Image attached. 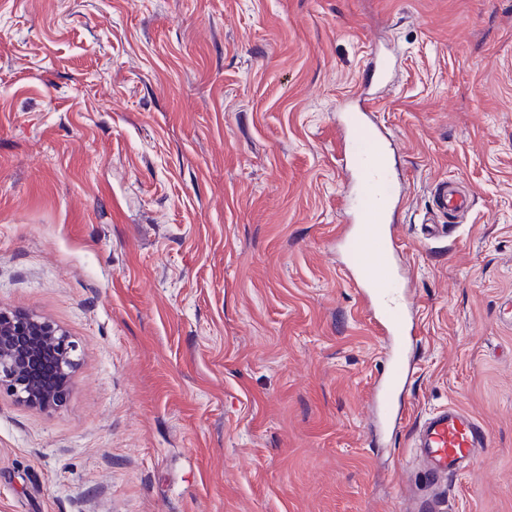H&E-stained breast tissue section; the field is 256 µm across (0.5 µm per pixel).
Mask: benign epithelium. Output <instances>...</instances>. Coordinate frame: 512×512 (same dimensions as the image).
<instances>
[{"label":"benign epithelium","mask_w":512,"mask_h":512,"mask_svg":"<svg viewBox=\"0 0 512 512\" xmlns=\"http://www.w3.org/2000/svg\"><path fill=\"white\" fill-rule=\"evenodd\" d=\"M78 344L54 323L0 307V392L38 409H54L65 389L47 385L45 376L68 379L77 365Z\"/></svg>","instance_id":"7a95c632"}]
</instances>
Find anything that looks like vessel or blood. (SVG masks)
Instances as JSON below:
<instances>
[{"label": "vessel or blood", "mask_w": 512, "mask_h": 512, "mask_svg": "<svg viewBox=\"0 0 512 512\" xmlns=\"http://www.w3.org/2000/svg\"><path fill=\"white\" fill-rule=\"evenodd\" d=\"M376 99V94L364 92L342 105L343 111L358 113L360 123L339 151L342 165L357 176L356 190L345 200L351 228L341 245L349 251L351 287L373 307L376 331L393 347L372 396L376 417L388 426L403 416L396 400L411 375L407 344L413 332V308L405 302L408 289L399 270L402 248L389 225L391 206L400 200L403 183L390 172L385 147L389 133L371 122ZM434 203L454 214L465 210L469 200L458 186L447 183L437 190ZM487 442L482 424L455 407L439 410L419 424L414 446L421 462L419 479L429 490L418 503L420 512H446L441 491Z\"/></svg>", "instance_id": "obj_1"}]
</instances>
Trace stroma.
<instances>
[{"mask_svg": "<svg viewBox=\"0 0 512 512\" xmlns=\"http://www.w3.org/2000/svg\"><path fill=\"white\" fill-rule=\"evenodd\" d=\"M376 48L418 317L392 433L336 249ZM0 307L81 349L62 407L0 393V512H404L448 406L488 435L452 512H512V0H0ZM434 203L438 210L448 211V214L461 212L469 206L467 195L453 183H445L437 190Z\"/></svg>", "mask_w": 512, "mask_h": 512, "instance_id": "stroma-1", "label": "stroma"}]
</instances>
